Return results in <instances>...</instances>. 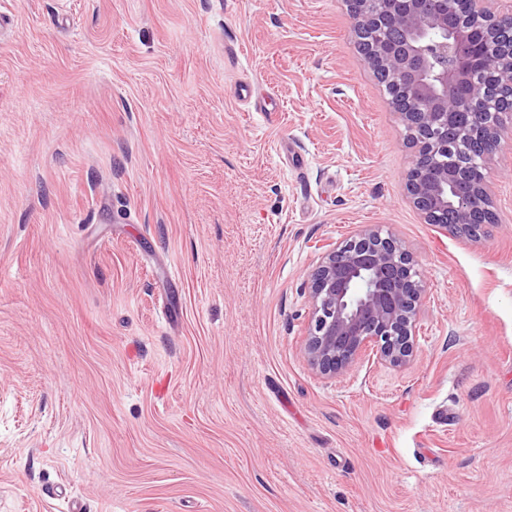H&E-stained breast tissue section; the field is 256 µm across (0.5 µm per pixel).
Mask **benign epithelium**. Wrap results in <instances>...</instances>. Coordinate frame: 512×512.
<instances>
[{
  "instance_id": "obj_1",
  "label": "benign epithelium",
  "mask_w": 512,
  "mask_h": 512,
  "mask_svg": "<svg viewBox=\"0 0 512 512\" xmlns=\"http://www.w3.org/2000/svg\"><path fill=\"white\" fill-rule=\"evenodd\" d=\"M354 30L366 37L363 58L386 104L414 138L405 188L425 223L455 236L480 238L492 222L485 170L501 144L503 123L470 112L488 85L475 70L512 88V41L486 50L498 32L512 33V2L465 0L472 24L459 22L448 0H345ZM458 154L454 166L448 155ZM312 306L305 354L318 373L336 377L368 357L404 367L415 339L425 288L413 257L391 234L372 227L324 249L308 278Z\"/></svg>"
}]
</instances>
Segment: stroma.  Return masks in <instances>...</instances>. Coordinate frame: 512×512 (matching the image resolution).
Masks as SVG:
<instances>
[{
    "label": "stroma",
    "mask_w": 512,
    "mask_h": 512,
    "mask_svg": "<svg viewBox=\"0 0 512 512\" xmlns=\"http://www.w3.org/2000/svg\"><path fill=\"white\" fill-rule=\"evenodd\" d=\"M344 0H0V512H512V122L479 239L424 223ZM417 358L309 364L365 226Z\"/></svg>",
    "instance_id": "obj_1"
}]
</instances>
